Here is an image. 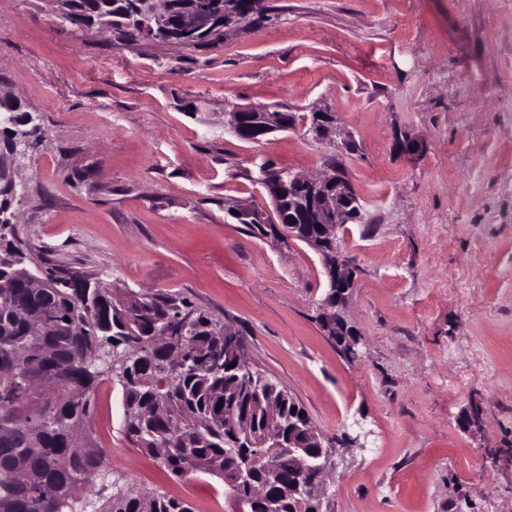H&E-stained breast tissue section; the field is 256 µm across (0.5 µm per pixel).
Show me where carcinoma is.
<instances>
[{
  "instance_id": "cac0c4a2",
  "label": "carcinoma",
  "mask_w": 512,
  "mask_h": 512,
  "mask_svg": "<svg viewBox=\"0 0 512 512\" xmlns=\"http://www.w3.org/2000/svg\"><path fill=\"white\" fill-rule=\"evenodd\" d=\"M64 18L112 28L130 41L167 42L181 36L187 10L218 11L220 0H171L164 21L145 0H64ZM223 23L185 35V45L211 44ZM32 108L0 99V141L31 134L22 122ZM69 268L34 261L16 225L0 223V512H84L75 489L102 465L96 448L75 443L89 416L91 396L106 378L105 352L123 353L129 366L122 388L124 433L134 447L160 459L178 478L202 473L232 485L245 447L244 432L269 440L254 482L267 497L244 502V512H312L288 500V470L274 447L288 436V412L305 408L262 371L217 364L224 338L220 319L179 292L114 288L97 273L77 269L83 287L69 285ZM195 312L184 326L178 318ZM174 330L158 339L164 327ZM179 361L188 370L173 373ZM279 418L268 420L269 403ZM96 512H193L158 492H97Z\"/></svg>"
}]
</instances>
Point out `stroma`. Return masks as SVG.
Here are the masks:
<instances>
[{
	"mask_svg": "<svg viewBox=\"0 0 512 512\" xmlns=\"http://www.w3.org/2000/svg\"><path fill=\"white\" fill-rule=\"evenodd\" d=\"M274 23L204 47L128 41L48 0H0V97L38 130L17 232L31 255L136 291L167 288L244 332L252 363L335 449L331 512H512V0H266ZM335 113L357 149L224 127L229 105ZM424 142L407 161L397 138ZM341 154L369 218L342 315L321 328L325 273L307 244L252 234L224 208L267 204V161L308 177ZM78 432L104 451L80 491H157L238 512L221 482L169 477L98 386Z\"/></svg>",
	"mask_w": 512,
	"mask_h": 512,
	"instance_id": "1",
	"label": "stroma"
}]
</instances>
